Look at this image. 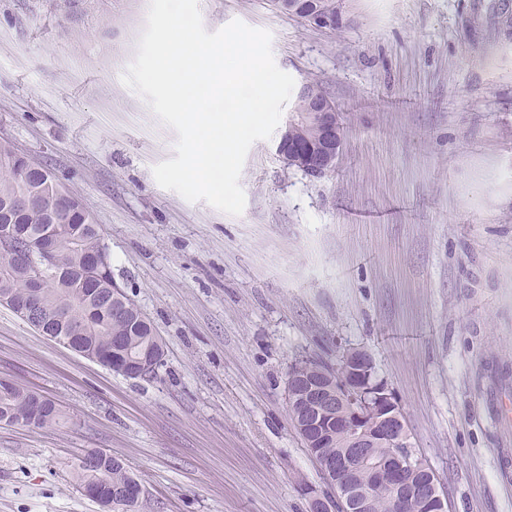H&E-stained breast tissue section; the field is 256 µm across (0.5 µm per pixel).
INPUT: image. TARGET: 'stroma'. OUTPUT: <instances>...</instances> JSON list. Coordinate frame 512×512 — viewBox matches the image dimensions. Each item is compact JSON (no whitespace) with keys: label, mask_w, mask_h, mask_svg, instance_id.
<instances>
[{"label":"stroma","mask_w":512,"mask_h":512,"mask_svg":"<svg viewBox=\"0 0 512 512\" xmlns=\"http://www.w3.org/2000/svg\"><path fill=\"white\" fill-rule=\"evenodd\" d=\"M149 0H0V142L47 167L101 230L118 284L162 338L129 379L0 305V379L59 423L0 424V512H105L90 450L140 479L141 512H310L328 492L288 411V371L366 350L448 512H512V0H345L319 29L272 0H199L203 25L267 30L279 69L343 114L335 168L255 142L241 215L155 181L176 132L122 75ZM100 455L99 451H90L84 454L78 464V467L82 469L86 475L87 480L85 481V475L78 469L77 478L83 486V492L89 498H92L102 504L107 510L113 511L116 504L112 501L113 495L107 490L106 482L98 472L97 457ZM143 494L137 499H128L122 501L123 505H119L113 512H139L140 505L143 503Z\"/></svg>","instance_id":"35a3bbf8"}]
</instances>
